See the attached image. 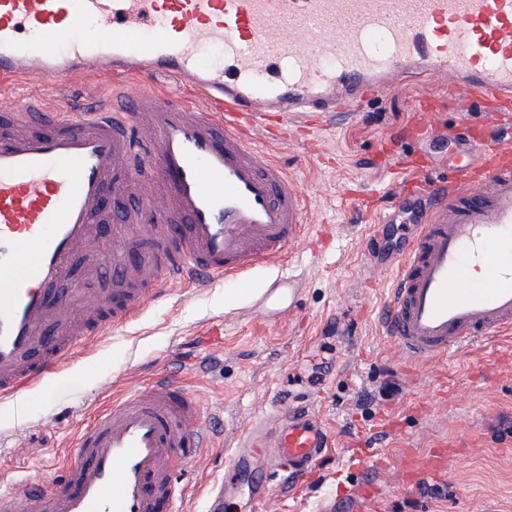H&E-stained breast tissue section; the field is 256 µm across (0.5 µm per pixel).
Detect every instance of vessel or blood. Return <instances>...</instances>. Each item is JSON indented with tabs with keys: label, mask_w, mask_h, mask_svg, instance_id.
<instances>
[{
	"label": "vessel or blood",
	"mask_w": 512,
	"mask_h": 512,
	"mask_svg": "<svg viewBox=\"0 0 512 512\" xmlns=\"http://www.w3.org/2000/svg\"><path fill=\"white\" fill-rule=\"evenodd\" d=\"M80 71L113 86L108 104L49 111L0 94L1 399L166 292L290 260L304 192L253 132L323 123L431 77L511 136L512 0H0V85ZM164 73L192 97L140 81ZM469 148L447 184L411 172L392 189L431 201L383 321L410 360L512 327V153L483 136ZM144 243L147 258L104 259ZM105 266L108 299L77 276ZM216 414L169 379L131 385L79 434L55 486L11 482L0 512H192L179 481L199 473ZM328 446L304 410L253 424L205 486V512H224L241 480L265 503L279 467L307 475Z\"/></svg>",
	"instance_id": "b4317fda"
}]
</instances>
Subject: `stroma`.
Returning a JSON list of instances; mask_svg holds the SVG:
<instances>
[{
  "instance_id": "obj_1",
  "label": "stroma",
  "mask_w": 512,
  "mask_h": 512,
  "mask_svg": "<svg viewBox=\"0 0 512 512\" xmlns=\"http://www.w3.org/2000/svg\"><path fill=\"white\" fill-rule=\"evenodd\" d=\"M17 91L36 93L50 110L111 96L89 73L0 85ZM425 99L439 105L438 130L400 141ZM481 119L475 102L449 101L435 80H411L368 112L296 130L289 149L276 143L280 125L257 135L308 196L309 244L285 265L251 269L249 289L219 283L146 304L102 335L91 356L0 400V481L51 478L94 409L127 379L146 383L159 371L223 408L204 483L223 476L235 434L272 409L308 403L327 425L331 446L315 474L281 480L264 512H512V335L412 363L378 320L397 262L421 229L405 207L379 217L399 163L447 175L463 150L462 124ZM288 276L299 283L293 315L257 319L254 295ZM376 438L384 450L368 471L358 459ZM439 453L456 468L420 472Z\"/></svg>"
}]
</instances>
